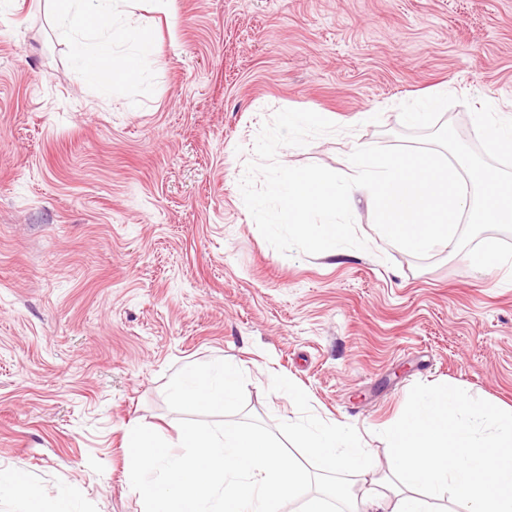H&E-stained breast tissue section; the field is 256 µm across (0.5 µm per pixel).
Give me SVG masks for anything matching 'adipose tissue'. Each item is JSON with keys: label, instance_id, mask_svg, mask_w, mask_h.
I'll use <instances>...</instances> for the list:
<instances>
[{"label": "adipose tissue", "instance_id": "obj_1", "mask_svg": "<svg viewBox=\"0 0 512 512\" xmlns=\"http://www.w3.org/2000/svg\"><path fill=\"white\" fill-rule=\"evenodd\" d=\"M48 2L56 33L70 44L84 82L108 90L140 78L152 64L154 47L137 29L121 25L103 33L119 0ZM384 434L393 450L394 481L360 498L337 484L306 501L301 512H330L334 500L346 512H435L421 495L425 489L452 492L465 512H512V410L474 407L458 392L424 390ZM2 497L16 512H73L65 494L45 510L41 490L9 471H0Z\"/></svg>", "mask_w": 512, "mask_h": 512}]
</instances>
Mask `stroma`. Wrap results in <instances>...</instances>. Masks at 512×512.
<instances>
[{
	"instance_id": "stroma-1",
	"label": "stroma",
	"mask_w": 512,
	"mask_h": 512,
	"mask_svg": "<svg viewBox=\"0 0 512 512\" xmlns=\"http://www.w3.org/2000/svg\"><path fill=\"white\" fill-rule=\"evenodd\" d=\"M155 62L103 92L83 82L45 0H0V470L78 512H142L128 431L170 445V376L225 360L246 411L299 416L271 392L286 376L319 418L355 426L376 477L383 429L422 389L512 408V284L465 252L283 255L239 181L282 109L340 130L278 161L347 174L357 143L399 144V106L440 90L442 115L477 146L469 103L512 114V0H150L121 5ZM136 111H129V104Z\"/></svg>"
}]
</instances>
